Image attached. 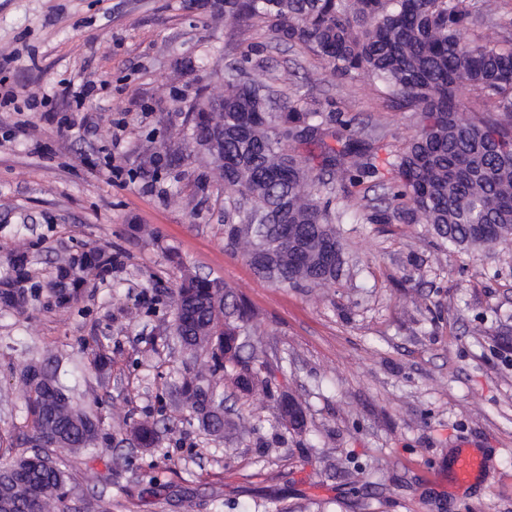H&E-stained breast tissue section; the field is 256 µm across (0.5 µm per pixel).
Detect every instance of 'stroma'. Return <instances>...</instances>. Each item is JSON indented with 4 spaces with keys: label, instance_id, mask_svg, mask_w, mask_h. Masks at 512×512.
I'll return each mask as SVG.
<instances>
[{
    "label": "stroma",
    "instance_id": "stroma-1",
    "mask_svg": "<svg viewBox=\"0 0 512 512\" xmlns=\"http://www.w3.org/2000/svg\"><path fill=\"white\" fill-rule=\"evenodd\" d=\"M257 45L256 79L323 112L340 108L378 141L380 159L417 131L413 112L383 102L372 77L334 75L278 43L261 21L213 23L185 0H0V289L24 250L28 295L0 306V461L20 455L28 364L57 369L78 400L94 402L102 459L71 470L70 512H512V244L471 252L442 245L429 225L392 218L383 187L365 184L336 212L345 249L338 281L281 288L261 279L226 240L224 188L200 183L197 161L148 176V141L178 145L198 89ZM94 93L78 99L82 85ZM46 95L29 111L25 98ZM121 166V181L111 178ZM108 244L116 260L83 273L72 307L53 283L72 254ZM223 280L253 308L252 392L219 379L230 420L214 436L175 389L209 351L185 353L171 327V293L186 273ZM112 358L97 375L94 351ZM307 426H276L281 396ZM160 442L127 443L137 422ZM489 466L457 484L462 443ZM384 492L360 508L345 471Z\"/></svg>",
    "mask_w": 512,
    "mask_h": 512
}]
</instances>
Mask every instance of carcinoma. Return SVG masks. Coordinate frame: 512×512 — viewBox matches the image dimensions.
<instances>
[{"label":"carcinoma","mask_w":512,"mask_h":512,"mask_svg":"<svg viewBox=\"0 0 512 512\" xmlns=\"http://www.w3.org/2000/svg\"><path fill=\"white\" fill-rule=\"evenodd\" d=\"M484 4L476 0H224L211 17L226 25L263 20L285 44L299 45L343 77L367 74L386 95L419 115L410 142L393 154L387 173L377 165L376 138L359 136L341 109L327 114L296 101L278 103L271 85L252 78L243 63L226 73L224 112L210 117L205 103L190 108L192 126L183 142L160 153L148 146L143 169L154 175L192 158L191 140L224 122V185L228 225L243 233L277 238L275 273L261 277L283 288L332 282L343 257L335 189L385 184L388 205L411 223L431 226L454 248L489 249L512 239V11L495 14L497 40L471 38ZM478 92L471 118L460 116V91ZM341 143L333 148L326 139ZM315 145L300 156L293 145ZM105 247L82 251L59 270L85 272L112 267ZM178 339L197 332L215 336L216 365L238 361L226 344L253 318L246 303L221 281L186 277L174 297ZM26 427L51 426L64 455L43 464L23 453L0 466V512H44L47 502L69 512L76 494L73 460L102 454L99 421L92 408L67 401L52 413L45 390L20 376ZM214 388L200 374L185 377L180 394L189 411Z\"/></svg>","instance_id":"carcinoma-1"}]
</instances>
